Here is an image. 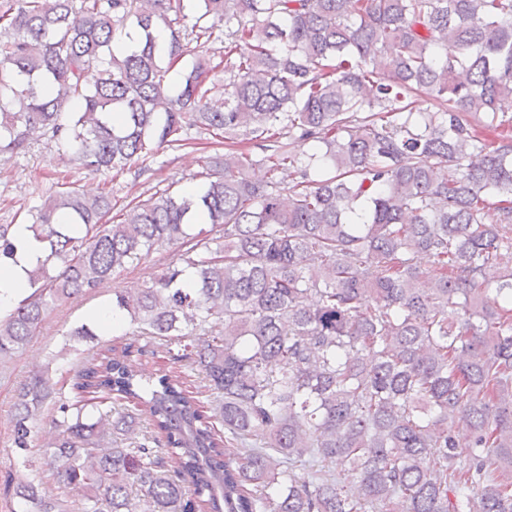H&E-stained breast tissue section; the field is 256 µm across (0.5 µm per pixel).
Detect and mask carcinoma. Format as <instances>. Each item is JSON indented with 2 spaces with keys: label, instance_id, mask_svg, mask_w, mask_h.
Instances as JSON below:
<instances>
[{
  "label": "carcinoma",
  "instance_id": "obj_1",
  "mask_svg": "<svg viewBox=\"0 0 512 512\" xmlns=\"http://www.w3.org/2000/svg\"><path fill=\"white\" fill-rule=\"evenodd\" d=\"M183 2L0 9L1 153L49 134L80 168L119 173L192 129L227 146L196 189L116 223L112 191L73 189L29 225L45 258L0 317L1 367L64 301L173 247L112 309L151 340L199 337L206 383L146 374L143 346L89 351L44 444L76 505L33 479L14 496L33 512H512V0H193L203 46L172 81ZM129 20L137 45L118 55ZM258 162L263 183L246 176ZM14 250L0 224V266ZM52 393L47 363L14 404L13 447L31 446Z\"/></svg>",
  "mask_w": 512,
  "mask_h": 512
}]
</instances>
